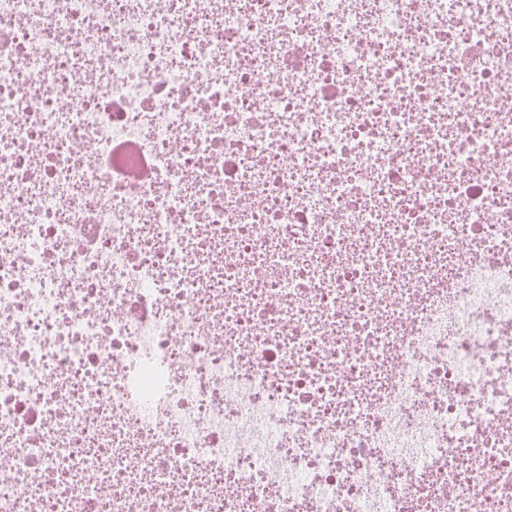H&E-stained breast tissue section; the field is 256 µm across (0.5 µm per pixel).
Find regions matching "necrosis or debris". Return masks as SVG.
<instances>
[{
    "label": "necrosis or debris",
    "mask_w": 512,
    "mask_h": 512,
    "mask_svg": "<svg viewBox=\"0 0 512 512\" xmlns=\"http://www.w3.org/2000/svg\"><path fill=\"white\" fill-rule=\"evenodd\" d=\"M0 512H512V0H0Z\"/></svg>",
    "instance_id": "obj_1"
}]
</instances>
